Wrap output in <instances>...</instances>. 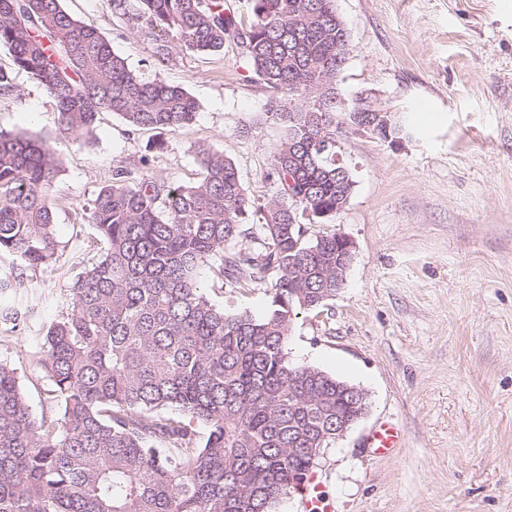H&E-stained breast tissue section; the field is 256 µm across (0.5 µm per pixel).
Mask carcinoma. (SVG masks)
<instances>
[{
  "label": "carcinoma",
  "instance_id": "cac0c4a2",
  "mask_svg": "<svg viewBox=\"0 0 512 512\" xmlns=\"http://www.w3.org/2000/svg\"><path fill=\"white\" fill-rule=\"evenodd\" d=\"M152 44L154 77L136 75L98 28L61 0H0V46L53 99L59 131L83 144L96 115L131 130L189 126L198 103L162 70L183 52L241 45L272 92L266 116L283 128L263 180L245 193L235 163L200 146L202 176L172 185L118 166L93 201L103 248L65 290L41 338L39 365L56 413L33 415L19 369L0 361V512H275L316 472L308 448L336 443L357 420L355 385L288 358L298 311L336 292V234L315 247L301 225L331 220L336 193H353L337 158L340 81L352 51L336 0H251L248 21L221 0H112ZM321 90L317 150L301 120L306 86ZM364 130L396 139L360 106ZM63 162L34 133L0 131V254L11 257L0 295L25 271L58 258L52 186ZM319 215L309 217L306 209ZM207 266L232 292L267 288L265 313L228 312L206 294ZM207 429L199 436L198 427Z\"/></svg>",
  "mask_w": 512,
  "mask_h": 512
}]
</instances>
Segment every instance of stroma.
I'll use <instances>...</instances> for the list:
<instances>
[{
	"instance_id": "obj_1",
	"label": "stroma",
	"mask_w": 512,
	"mask_h": 512,
	"mask_svg": "<svg viewBox=\"0 0 512 512\" xmlns=\"http://www.w3.org/2000/svg\"><path fill=\"white\" fill-rule=\"evenodd\" d=\"M94 24L143 78L152 47L112 12V0H62ZM352 51L341 88L374 89L408 129L381 140L347 132L341 151L356 188L311 236L342 233L354 259L336 296L303 311L289 332L293 363L364 389L369 411L316 471L334 512H512V0H337ZM14 88L0 94V129L38 132L63 161L52 187L60 258L28 271V285L0 299L28 316L0 323V359L24 372L35 416L56 407L37 364L40 338L62 311L59 295L93 262L100 244L88 209L118 166L149 157V172L191 183L204 145L236 164L246 194L262 180L280 127L266 118L269 91L236 45L176 55L165 79L197 101L187 127L129 131L99 113L84 144L58 130L53 100L0 47ZM163 150H152L153 141ZM227 311L261 315L264 289L220 290ZM399 428L398 448L380 454L368 437Z\"/></svg>"
}]
</instances>
